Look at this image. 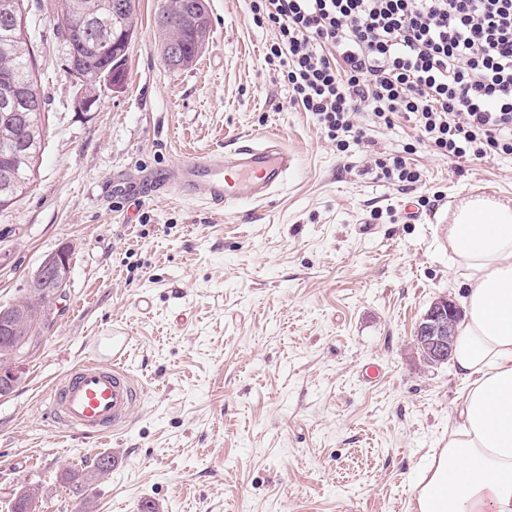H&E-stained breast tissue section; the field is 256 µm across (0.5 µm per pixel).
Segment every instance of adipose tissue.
Returning <instances> with one entry per match:
<instances>
[{
	"instance_id": "obj_1",
	"label": "adipose tissue",
	"mask_w": 512,
	"mask_h": 512,
	"mask_svg": "<svg viewBox=\"0 0 512 512\" xmlns=\"http://www.w3.org/2000/svg\"><path fill=\"white\" fill-rule=\"evenodd\" d=\"M444 235L467 288L453 358L468 389L415 512H512V198L459 199Z\"/></svg>"
}]
</instances>
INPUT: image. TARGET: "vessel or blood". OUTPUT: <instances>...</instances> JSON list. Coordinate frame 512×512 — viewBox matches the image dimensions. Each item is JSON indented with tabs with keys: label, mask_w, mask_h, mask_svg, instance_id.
<instances>
[{
	"label": "vessel or blood",
	"mask_w": 512,
	"mask_h": 512,
	"mask_svg": "<svg viewBox=\"0 0 512 512\" xmlns=\"http://www.w3.org/2000/svg\"><path fill=\"white\" fill-rule=\"evenodd\" d=\"M293 166L294 157L279 137L251 136L229 153L215 148L182 158L176 175H158L141 186L137 196L174 193L222 208L244 197L264 201ZM130 351L129 336L113 335L106 353L83 361L52 383L47 410L58 433L102 442L131 422L144 390L126 367Z\"/></svg>",
	"instance_id": "b4317fda"
}]
</instances>
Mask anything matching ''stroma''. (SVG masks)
Segmentation results:
<instances>
[{
  "label": "stroma",
  "mask_w": 512,
  "mask_h": 512,
  "mask_svg": "<svg viewBox=\"0 0 512 512\" xmlns=\"http://www.w3.org/2000/svg\"><path fill=\"white\" fill-rule=\"evenodd\" d=\"M207 3L208 46L172 70L160 0H140L124 87L85 112L53 0H23L45 136L30 192L0 208V302L59 248L71 273L20 385L0 397V512L22 484L42 489L45 512H75L61 477L102 452L113 467L87 488L95 512H414L462 401L452 363H426L414 331L434 301L464 292L438 225L475 188L512 197V157L449 160L412 122L365 114L366 139L338 152L265 63L274 32L253 24L249 0ZM267 132L297 158L269 202L224 211L125 192L189 153ZM397 155L418 183L370 175ZM421 196L435 206L407 219ZM119 325L145 389L132 423L101 446L59 439L50 384Z\"/></svg>",
  "instance_id": "stroma-1"
}]
</instances>
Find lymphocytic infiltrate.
I'll return each mask as SVG.
<instances>
[{"label": "lymphocytic infiltrate", "instance_id": "f902f5d3", "mask_svg": "<svg viewBox=\"0 0 512 512\" xmlns=\"http://www.w3.org/2000/svg\"><path fill=\"white\" fill-rule=\"evenodd\" d=\"M289 101L339 151L357 113L450 159L512 156V0H250Z\"/></svg>", "mask_w": 512, "mask_h": 512}]
</instances>
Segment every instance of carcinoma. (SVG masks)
<instances>
[{"label":"carcinoma","mask_w":512,"mask_h":512,"mask_svg":"<svg viewBox=\"0 0 512 512\" xmlns=\"http://www.w3.org/2000/svg\"><path fill=\"white\" fill-rule=\"evenodd\" d=\"M126 15H112V0H55L51 21L54 34L63 29H83L90 20L104 22L105 43L87 51L81 59H72L67 46H62L64 65H75L79 87L83 95L93 97L102 89L103 62L114 59L107 44L114 41V34L136 23L139 0H129ZM177 0H161L158 15L168 14L170 21L160 28L166 41L175 40L184 47V64L188 67L198 58L192 31L180 19ZM21 0H0V103L8 101L22 108L31 98L40 96L33 78L31 54L25 48L21 31ZM43 110L25 113L27 123L18 121L17 113L0 110V196L8 195L12 202L20 200L35 179L36 157L42 148L44 131ZM56 289L41 288L37 282L25 284L11 301L0 304V316H8L23 309L26 322L17 326L12 345L0 342V366L8 364L14 354V345L35 354L42 343V332L48 324ZM38 492L19 489L13 493L8 506L10 512H41Z\"/></svg>","instance_id":"carcinoma-1"}]
</instances>
